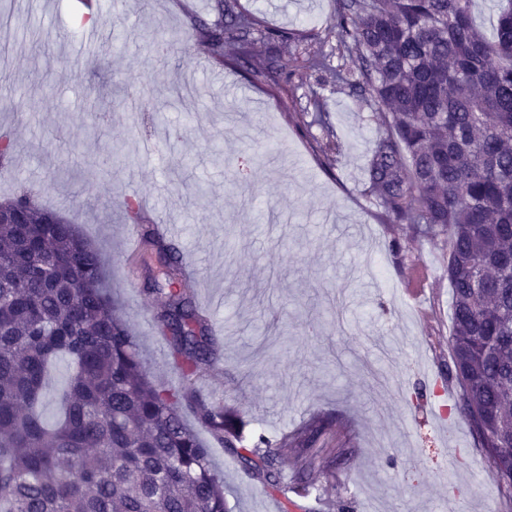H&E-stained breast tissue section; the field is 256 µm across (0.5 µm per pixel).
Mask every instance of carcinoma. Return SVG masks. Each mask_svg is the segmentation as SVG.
I'll return each instance as SVG.
<instances>
[{
  "instance_id": "obj_1",
  "label": "carcinoma",
  "mask_w": 512,
  "mask_h": 512,
  "mask_svg": "<svg viewBox=\"0 0 512 512\" xmlns=\"http://www.w3.org/2000/svg\"><path fill=\"white\" fill-rule=\"evenodd\" d=\"M471 0H337L334 50L307 54L302 72L336 79L382 109L367 179L391 224L448 248L452 325L451 411L492 462L512 498V0L488 38ZM215 19L194 20V39L217 64L245 69L271 91L288 87L275 34L240 0H214ZM338 56L352 67L331 66ZM23 224H0V512H228L224 478L182 415L225 448L240 441L237 411L207 403L192 378L216 355L212 324L181 288L182 256L150 228L144 255L166 287L157 314L185 385L157 388L136 340L112 306L103 260L78 225L24 192L1 201ZM74 366L43 413L50 370ZM332 422L317 418L271 442L260 434L243 460L272 485L288 484L276 448L318 460Z\"/></svg>"
}]
</instances>
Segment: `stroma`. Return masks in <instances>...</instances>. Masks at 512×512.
Returning a JSON list of instances; mask_svg holds the SVG:
<instances>
[{"mask_svg":"<svg viewBox=\"0 0 512 512\" xmlns=\"http://www.w3.org/2000/svg\"><path fill=\"white\" fill-rule=\"evenodd\" d=\"M100 2L94 23L85 0H0V16L38 17L31 30L0 27L10 59L0 98H23L21 111L0 109V131L17 145L0 166V195L33 189L81 226L151 380L177 388L182 377L156 327L165 297L146 290L145 270L127 279L120 262L124 202L147 199L148 222L176 225L174 243L198 266L184 286L207 303L221 340L218 360L194 382L197 393L243 415L247 445L260 433L275 441L313 418L333 419L325 445L344 441L349 461L284 489L200 430L224 476L229 512H445L453 499L469 512H512L469 425L450 411L448 254L388 223L368 189L376 107L327 75L293 78L277 95L210 64L186 34L194 18L211 19V0H150L143 13L126 0ZM259 8L263 22L297 36L282 50L286 69L319 43L336 44V0H260ZM90 28L98 42L75 57ZM156 28L175 45L163 61L148 37ZM174 85L194 92L166 112L165 124L128 111L131 100ZM100 94L112 99L102 128L89 112ZM319 111L328 129L315 124ZM167 126L178 137L166 138ZM329 129L342 143L330 161L319 149ZM182 155L206 198L188 202L174 191L169 169ZM251 194L271 219L257 221ZM419 267L427 279L413 296L404 285ZM451 444L462 456L453 472Z\"/></svg>","mask_w":512,"mask_h":512,"instance_id":"1","label":"stroma"}]
</instances>
